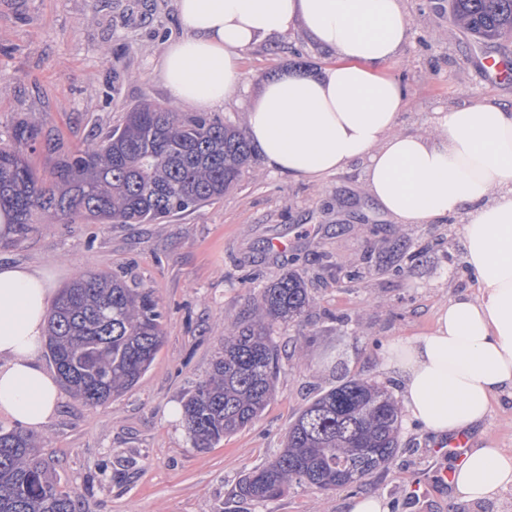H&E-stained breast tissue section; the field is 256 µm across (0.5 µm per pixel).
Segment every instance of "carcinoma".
Returning <instances> with one entry per match:
<instances>
[{
	"instance_id": "cac0c4a2",
	"label": "carcinoma",
	"mask_w": 512,
	"mask_h": 512,
	"mask_svg": "<svg viewBox=\"0 0 512 512\" xmlns=\"http://www.w3.org/2000/svg\"><path fill=\"white\" fill-rule=\"evenodd\" d=\"M455 18L484 41L512 38V0H452ZM58 147L36 121L0 137V247L16 246L36 224L82 218L98 223L153 224L224 198L253 159L244 131L165 103L128 112L123 125L59 156L48 177L29 155ZM312 303L303 278L288 272L266 285L248 320L224 326L221 351L206 381L183 400L192 447H213L252 425L275 393L274 325L300 323ZM163 313L153 293L114 275L79 271L58 294L47 346L67 390L103 404L134 387L162 343ZM402 408L384 387L344 380L303 408L284 448L240 480L254 501L280 497L296 482L318 491L359 488L396 456ZM76 496L59 490L33 435L0 429V512H78Z\"/></svg>"
}]
</instances>
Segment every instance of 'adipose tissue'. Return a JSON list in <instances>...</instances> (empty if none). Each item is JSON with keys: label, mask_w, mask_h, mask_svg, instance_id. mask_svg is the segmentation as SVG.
<instances>
[{"label": "adipose tissue", "mask_w": 512, "mask_h": 512, "mask_svg": "<svg viewBox=\"0 0 512 512\" xmlns=\"http://www.w3.org/2000/svg\"><path fill=\"white\" fill-rule=\"evenodd\" d=\"M183 33L160 76L172 99L210 108L245 83L241 53L301 30L335 63L264 79L246 134L268 168L318 180L366 160L368 192L402 224L466 215L467 262L478 295L443 305L431 332L395 342L387 366L408 413L443 439L482 422L512 391V103L481 101L438 113L435 133L398 128L407 96L386 72L410 37L402 0H178ZM52 276L0 264V412L38 430L60 386L42 366ZM512 486V453L467 449L454 489L483 502Z\"/></svg>", "instance_id": "ef3b65f1"}]
</instances>
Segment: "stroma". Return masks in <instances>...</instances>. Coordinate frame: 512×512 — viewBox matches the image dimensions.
Masks as SVG:
<instances>
[{
	"mask_svg": "<svg viewBox=\"0 0 512 512\" xmlns=\"http://www.w3.org/2000/svg\"><path fill=\"white\" fill-rule=\"evenodd\" d=\"M402 6L410 38L388 68L408 98L400 129L430 134L435 113L512 100V81L484 65L487 55L512 53V41L477 42L453 20L448 0ZM179 33L176 0H0V137L35 120L67 152L122 125L142 103L170 102L159 66ZM106 50L111 60H103ZM333 61L299 31L254 46L243 54L245 89L210 113L244 125L264 78ZM465 222L397 223L372 202L361 161L313 183L277 174L258 157L223 199L162 222L43 224L20 245L0 248V263L48 271L56 289L80 270L125 275L150 289L164 314V342L138 384L98 406L64 395L37 431L58 487L77 496L80 512H351L368 494L390 512H512V488L473 504L430 483L449 460L408 416L388 469L360 489L323 493L295 483L263 504L237 494L245 473L277 455L298 412L341 377L401 395L386 367L389 346L429 331L458 294L478 292L465 263ZM278 240L287 249H276ZM401 242L420 257L397 276L383 266ZM353 268L359 279L346 278ZM288 271L301 274L313 303L300 326L273 329L275 397L253 425L193 448L171 408L209 374L225 325L244 319L258 291ZM301 330L313 336L302 363L293 354ZM472 437L512 453L511 394L493 400Z\"/></svg>",
	"mask_w": 512,
	"mask_h": 512,
	"instance_id": "stroma-1",
	"label": "stroma"
}]
</instances>
